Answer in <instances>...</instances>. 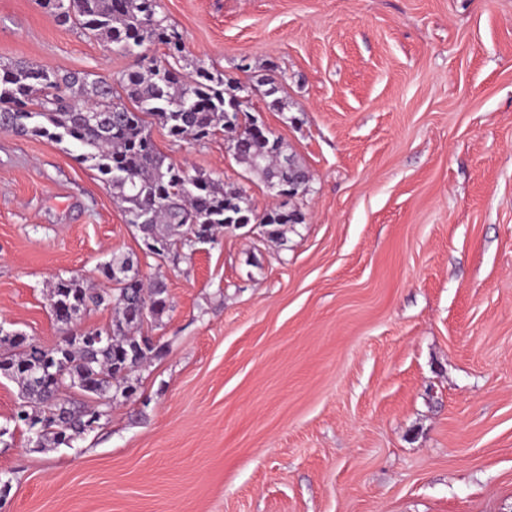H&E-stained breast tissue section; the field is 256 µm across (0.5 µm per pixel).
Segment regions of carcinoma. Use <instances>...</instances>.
Returning <instances> with one entry per match:
<instances>
[{
    "instance_id": "obj_1",
    "label": "carcinoma",
    "mask_w": 512,
    "mask_h": 512,
    "mask_svg": "<svg viewBox=\"0 0 512 512\" xmlns=\"http://www.w3.org/2000/svg\"><path fill=\"white\" fill-rule=\"evenodd\" d=\"M56 23L76 24L112 50L140 57L136 49L162 44L167 52L150 66L124 72L122 92L112 82L59 75L33 65H0V116L5 131L69 140L112 186L124 205L126 222L135 224L147 251L162 256L195 246V239L218 226L241 228L260 224L273 242L285 241L286 226L302 223L297 209L274 207L261 213L245 205L238 190L201 173L192 175L168 161L154 143L158 124L175 140L205 139L224 132L233 156L268 185L288 188L308 170L285 153L281 141L255 132L248 124L237 92L244 87L224 81L223 74L202 64L183 73V38L160 15L159 0H45ZM264 95L283 112L288 103L277 97L280 84L264 82ZM151 213L147 224L139 215ZM115 290L96 289L78 278L58 279L49 289V305L57 324L69 327L81 313L104 304L113 306L112 325L96 334L98 343L62 337L52 347L27 341L24 335L0 336V374L13 379L23 399L15 418L36 437L39 447L71 442L100 425L114 403L134 398L139 371L160 350L141 333L144 313L159 321L167 309L162 279L144 282L128 256L114 255L102 267ZM75 389L93 400L69 398Z\"/></svg>"
}]
</instances>
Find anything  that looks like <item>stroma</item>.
<instances>
[{
  "instance_id": "35a3bbf8",
  "label": "stroma",
  "mask_w": 512,
  "mask_h": 512,
  "mask_svg": "<svg viewBox=\"0 0 512 512\" xmlns=\"http://www.w3.org/2000/svg\"><path fill=\"white\" fill-rule=\"evenodd\" d=\"M195 64L311 178L285 244L250 224L163 262L71 142L0 132V325L50 347L48 290L126 255L164 279L140 399L30 443L0 375V512H512V0H161ZM134 59L0 0V64ZM288 100L277 112L260 80ZM171 161L276 206L223 135Z\"/></svg>"
}]
</instances>
